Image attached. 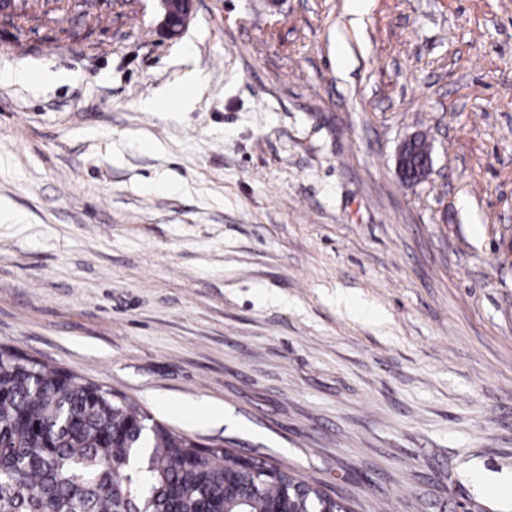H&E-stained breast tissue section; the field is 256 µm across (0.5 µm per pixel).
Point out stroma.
I'll return each instance as SVG.
<instances>
[{
    "label": "stroma",
    "instance_id": "obj_1",
    "mask_svg": "<svg viewBox=\"0 0 512 512\" xmlns=\"http://www.w3.org/2000/svg\"><path fill=\"white\" fill-rule=\"evenodd\" d=\"M350 9L0 22L33 76L0 84V345L351 512H512V0Z\"/></svg>",
    "mask_w": 512,
    "mask_h": 512
}]
</instances>
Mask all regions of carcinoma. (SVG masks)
I'll use <instances>...</instances> for the list:
<instances>
[{
	"mask_svg": "<svg viewBox=\"0 0 512 512\" xmlns=\"http://www.w3.org/2000/svg\"><path fill=\"white\" fill-rule=\"evenodd\" d=\"M346 512L287 468L205 448L136 403L0 347V512Z\"/></svg>",
	"mask_w": 512,
	"mask_h": 512,
	"instance_id": "1",
	"label": "carcinoma"
}]
</instances>
